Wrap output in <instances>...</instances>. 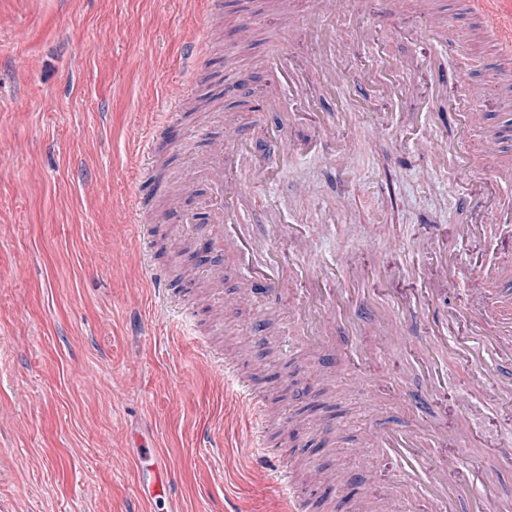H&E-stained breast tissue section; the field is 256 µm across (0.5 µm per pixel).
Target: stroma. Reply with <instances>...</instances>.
I'll return each instance as SVG.
<instances>
[{"label":"stroma","instance_id":"obj_1","mask_svg":"<svg viewBox=\"0 0 512 512\" xmlns=\"http://www.w3.org/2000/svg\"><path fill=\"white\" fill-rule=\"evenodd\" d=\"M223 2L222 16L206 20L182 0H0V506L131 512L136 475L124 452L144 445L169 460L182 512L222 503L282 512L274 476L259 473L247 417L211 377L205 346L254 377L273 419L268 440L287 442L311 512H349V474L379 493L404 477L395 456L362 459L358 450L379 428L401 431L419 418L448 434L425 465L457 458L448 473L457 512H471L488 471L499 475L500 500L512 501V407L485 399L474 379H512V365L490 348L477 362L461 358L471 291L487 290L485 314L499 315L484 272L512 255V233L489 227L461 240L471 219L463 190L417 150L429 135L454 147L453 98L464 84L488 83L475 136L496 139L512 165V135H495L512 113V80L494 84L495 49L468 0H430L428 11L420 0H334L330 24L349 44L342 79L328 90L308 75L300 92H284L297 148L272 182L252 180L254 156L241 162L246 235L291 269L335 264L337 287L350 292L320 310L336 321L335 364L304 352L309 328L289 314L305 283L277 304L243 302L248 283L228 253L196 258L190 335L150 318L142 239L174 280L184 260L173 236L185 217L195 240L210 233L212 187L190 184L171 208L169 184L219 141L244 137L276 153L267 133L280 117L262 104L273 50L319 53L304 38L320 22L311 0L292 17L273 14L274 0ZM435 12L467 32L461 55L424 32ZM221 27L227 36L203 56L195 90L213 102L194 113L183 101L179 144L147 168L160 184L145 203L147 221L134 223V156L153 137L142 101L179 95L193 43ZM270 200L318 237L284 239ZM444 258L461 266L451 285L438 275ZM216 269L224 286L213 298L206 278ZM451 314L458 325L439 370L413 364L436 318ZM380 319L399 336L366 333ZM205 429L223 436V458L211 457ZM317 467L334 476L331 493L308 481Z\"/></svg>","mask_w":512,"mask_h":512}]
</instances>
